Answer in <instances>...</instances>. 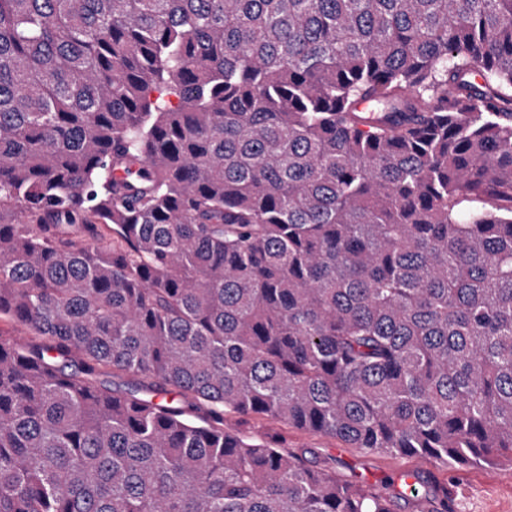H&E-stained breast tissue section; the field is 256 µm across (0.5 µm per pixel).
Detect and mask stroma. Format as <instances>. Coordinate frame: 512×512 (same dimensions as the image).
I'll list each match as a JSON object with an SVG mask.
<instances>
[{
  "label": "stroma",
  "instance_id": "1",
  "mask_svg": "<svg viewBox=\"0 0 512 512\" xmlns=\"http://www.w3.org/2000/svg\"><path fill=\"white\" fill-rule=\"evenodd\" d=\"M224 427L256 439L279 434L285 437L287 452L312 464L331 465L337 477L396 493L395 512H416L414 501L400 498L405 476L426 477L427 490L448 486L455 494L450 512H512V470L495 468H443L421 462L412 456H393L349 447L328 435L289 427L266 417L244 418L226 414Z\"/></svg>",
  "mask_w": 512,
  "mask_h": 512
}]
</instances>
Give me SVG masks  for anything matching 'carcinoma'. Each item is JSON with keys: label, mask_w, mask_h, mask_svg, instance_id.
Wrapping results in <instances>:
<instances>
[{"label": "carcinoma", "mask_w": 512, "mask_h": 512, "mask_svg": "<svg viewBox=\"0 0 512 512\" xmlns=\"http://www.w3.org/2000/svg\"><path fill=\"white\" fill-rule=\"evenodd\" d=\"M0 512H393L259 415L512 468V0H0Z\"/></svg>", "instance_id": "1"}]
</instances>
